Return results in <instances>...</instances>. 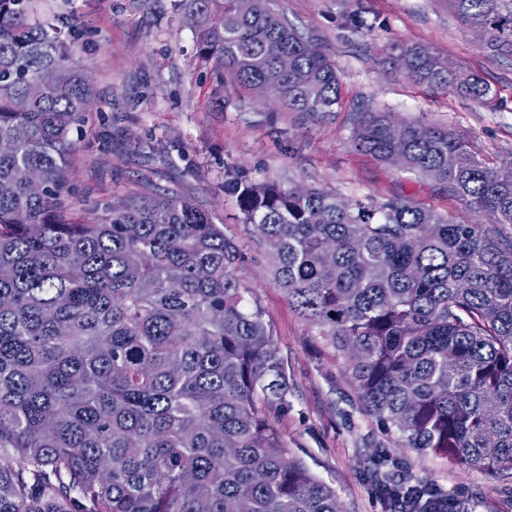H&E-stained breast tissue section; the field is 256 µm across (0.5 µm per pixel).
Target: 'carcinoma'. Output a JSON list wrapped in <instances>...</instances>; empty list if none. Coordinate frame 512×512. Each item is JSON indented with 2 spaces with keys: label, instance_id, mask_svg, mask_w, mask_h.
Returning <instances> with one entry per match:
<instances>
[{
  "label": "carcinoma",
  "instance_id": "cac0c4a2",
  "mask_svg": "<svg viewBox=\"0 0 512 512\" xmlns=\"http://www.w3.org/2000/svg\"><path fill=\"white\" fill-rule=\"evenodd\" d=\"M0 0V512H341L289 456L273 332L235 275L239 246L188 201L146 186L77 216L66 156L95 98L68 64L78 37ZM483 49L512 57V0H447ZM219 79L289 112H331L336 63L277 0H189ZM288 55L290 69L278 59ZM395 71L494 107L478 72L428 46ZM54 78L46 83L42 73ZM362 110L355 149L433 178L490 216L458 223L411 199L367 204L228 175L273 284L342 357L367 416L399 445L512 482V168L448 128ZM35 173L43 190L28 188ZM425 504L430 486L379 481Z\"/></svg>",
  "mask_w": 512,
  "mask_h": 512
}]
</instances>
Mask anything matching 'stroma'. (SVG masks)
<instances>
[{
	"instance_id": "obj_1",
	"label": "stroma",
	"mask_w": 512,
	"mask_h": 512,
	"mask_svg": "<svg viewBox=\"0 0 512 512\" xmlns=\"http://www.w3.org/2000/svg\"><path fill=\"white\" fill-rule=\"evenodd\" d=\"M298 27L316 32L341 81L335 111L286 112L232 78L217 80L198 55L183 0H41L51 19L76 24L72 61L91 78L95 105L73 133L69 157L76 213L139 192L143 183L208 211L248 259L235 274L270 325L288 379L287 409L271 418L290 454L331 486L342 512H386L369 474L377 450L388 472L437 487L459 512H512V484L432 454L400 447L368 417L343 360L269 281L263 247L224 191L228 172L282 186L314 185L346 199L412 198L449 219L479 221L436 182L406 173L352 145L363 105L401 122H434L463 136L490 165H512V58L483 53L445 0H279ZM429 46L482 74L499 91L488 108L432 93L393 73L392 44Z\"/></svg>"
}]
</instances>
